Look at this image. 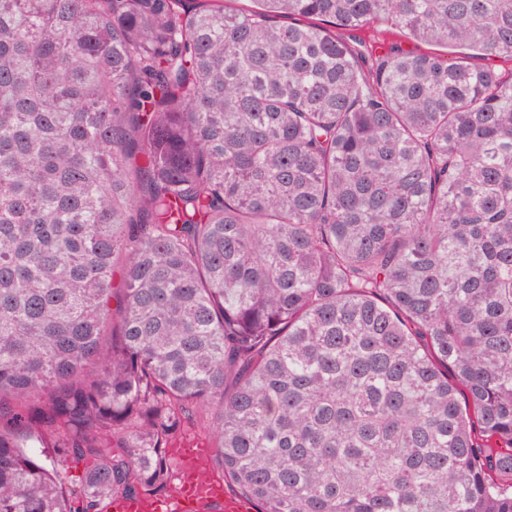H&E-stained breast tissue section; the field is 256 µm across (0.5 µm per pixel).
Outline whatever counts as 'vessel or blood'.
<instances>
[{
	"label": "vessel or blood",
	"instance_id": "b4317fda",
	"mask_svg": "<svg viewBox=\"0 0 512 512\" xmlns=\"http://www.w3.org/2000/svg\"><path fill=\"white\" fill-rule=\"evenodd\" d=\"M180 454L182 467L173 499H158L149 505L136 497H121L112 501V512H200L206 503L220 499L221 484L205 482L196 467L206 456V449L184 448Z\"/></svg>",
	"mask_w": 512,
	"mask_h": 512
}]
</instances>
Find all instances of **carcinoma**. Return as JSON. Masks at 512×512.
Returning a JSON list of instances; mask_svg holds the SVG:
<instances>
[{"instance_id": "cac0c4a2", "label": "carcinoma", "mask_w": 512, "mask_h": 512, "mask_svg": "<svg viewBox=\"0 0 512 512\" xmlns=\"http://www.w3.org/2000/svg\"><path fill=\"white\" fill-rule=\"evenodd\" d=\"M255 2L0 0V512H512V0ZM214 441L210 431V417L198 413L186 415L179 430L172 439L171 448H181L178 453L183 462L179 476L178 466L174 471V476L166 490L148 495L150 500L157 498H169L177 484L175 495L172 499H158L152 502L149 507L146 503L136 497H121L112 501L110 509L114 512H145L147 510L158 512H226L224 510V500H219L223 496L221 484L212 481L210 484L205 482L196 467V462L203 459L209 451L208 456L202 463L211 474L216 476L217 469L213 464V457L216 454V448H213ZM193 446L194 448H186ZM196 446H198L196 448ZM200 447V448H199ZM211 501V502H209ZM209 502V503H208ZM207 503V504H206ZM173 504L174 508H171ZM206 504V505H205Z\"/></svg>"}]
</instances>
